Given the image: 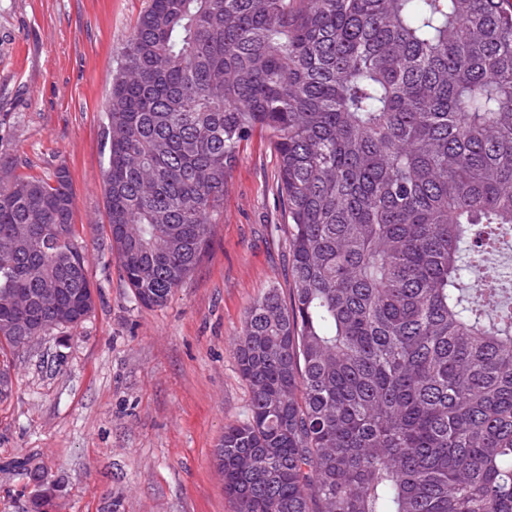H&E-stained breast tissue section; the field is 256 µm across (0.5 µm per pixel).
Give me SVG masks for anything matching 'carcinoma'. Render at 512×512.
<instances>
[{
	"label": "carcinoma",
	"instance_id": "1",
	"mask_svg": "<svg viewBox=\"0 0 512 512\" xmlns=\"http://www.w3.org/2000/svg\"><path fill=\"white\" fill-rule=\"evenodd\" d=\"M106 245L164 305L241 146L277 161L291 288L246 312L235 512H512V0H148L105 103ZM65 168L0 166V346L95 308Z\"/></svg>",
	"mask_w": 512,
	"mask_h": 512
}]
</instances>
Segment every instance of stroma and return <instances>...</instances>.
I'll use <instances>...</instances> for the list:
<instances>
[{
	"label": "stroma",
	"instance_id": "1",
	"mask_svg": "<svg viewBox=\"0 0 512 512\" xmlns=\"http://www.w3.org/2000/svg\"><path fill=\"white\" fill-rule=\"evenodd\" d=\"M147 0H0V163L70 173L96 307L8 354L0 512H233L213 450L247 417L236 347L267 289L288 291V227L265 136L244 145L201 261L147 307L102 241L103 106L116 52Z\"/></svg>",
	"mask_w": 512,
	"mask_h": 512
}]
</instances>
